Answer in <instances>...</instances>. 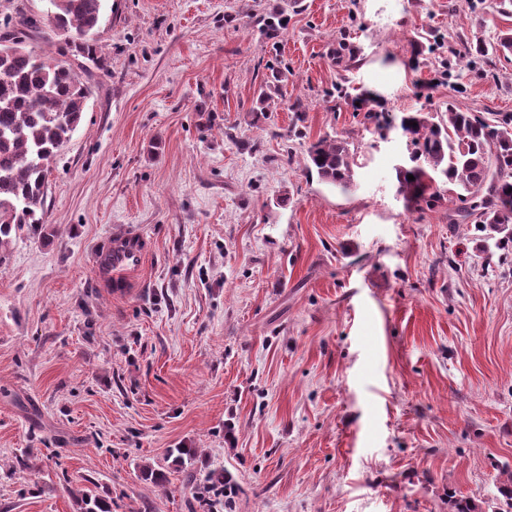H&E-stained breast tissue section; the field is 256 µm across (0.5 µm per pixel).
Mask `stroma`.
Listing matches in <instances>:
<instances>
[{
  "instance_id": "35a3bbf8",
  "label": "stroma",
  "mask_w": 512,
  "mask_h": 512,
  "mask_svg": "<svg viewBox=\"0 0 512 512\" xmlns=\"http://www.w3.org/2000/svg\"><path fill=\"white\" fill-rule=\"evenodd\" d=\"M507 28L491 0H102L48 222L0 265V512H194L173 448L234 474L235 512L498 498L512 256L449 223L446 184L409 207L406 139L365 116L512 113V55L470 51ZM327 134L347 187L306 170ZM111 236L146 252L122 296L93 265ZM350 142L339 137L324 136L308 149V169L314 168L319 179L332 185H345L353 180L358 166Z\"/></svg>"
}]
</instances>
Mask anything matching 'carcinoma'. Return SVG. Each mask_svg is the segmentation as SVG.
I'll return each mask as SVG.
<instances>
[{
    "label": "carcinoma",
    "mask_w": 512,
    "mask_h": 512,
    "mask_svg": "<svg viewBox=\"0 0 512 512\" xmlns=\"http://www.w3.org/2000/svg\"><path fill=\"white\" fill-rule=\"evenodd\" d=\"M46 15L51 31L65 30L72 42L50 59L27 47L38 21L21 16L5 23L0 48V265L25 225L47 223L45 209L48 176L58 149L80 124L89 95L71 63L70 51L91 62L98 44L93 30L99 25L101 0H50ZM410 149V163L396 170L397 193L417 207H432L441 200L431 191L436 181L450 186L460 206L448 215L470 219L485 233V241L501 249L512 246V222L503 224L501 214H512V114L478 115L455 102L445 112H409L402 116ZM308 169L332 185L353 180L356 152L350 142L324 136L308 149ZM414 179H408V176ZM239 487L225 469L210 472L196 495L200 512H212L211 495L224 496V512H234ZM505 507L471 500L453 502L454 512H512V473L499 489Z\"/></svg>",
    "instance_id": "obj_1"
}]
</instances>
